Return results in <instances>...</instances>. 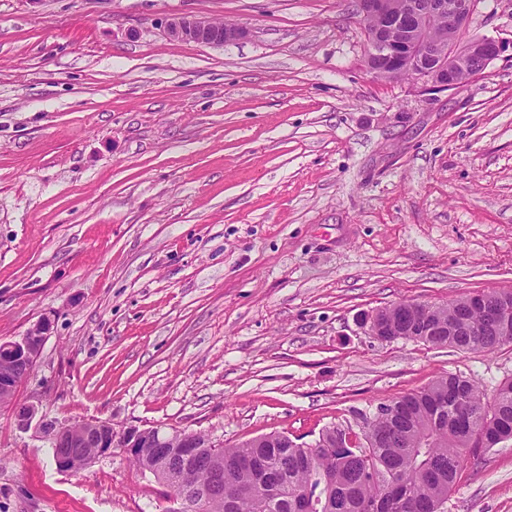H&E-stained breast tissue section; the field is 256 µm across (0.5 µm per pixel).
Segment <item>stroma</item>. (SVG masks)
I'll list each match as a JSON object with an SVG mask.
<instances>
[{"label":"stroma","instance_id":"stroma-1","mask_svg":"<svg viewBox=\"0 0 512 512\" xmlns=\"http://www.w3.org/2000/svg\"><path fill=\"white\" fill-rule=\"evenodd\" d=\"M358 0H0V341L51 334L15 394L59 423L230 447L327 426L512 343L383 341L361 314L512 289V55L438 95L376 78ZM243 37L173 41L164 21ZM467 36L512 40V0ZM121 452L60 470L0 406V512H169ZM445 512H512V441ZM166 36L174 41H192L205 45H221L241 37L243 28L223 22L197 18L190 15H175L164 23Z\"/></svg>","mask_w":512,"mask_h":512}]
</instances>
